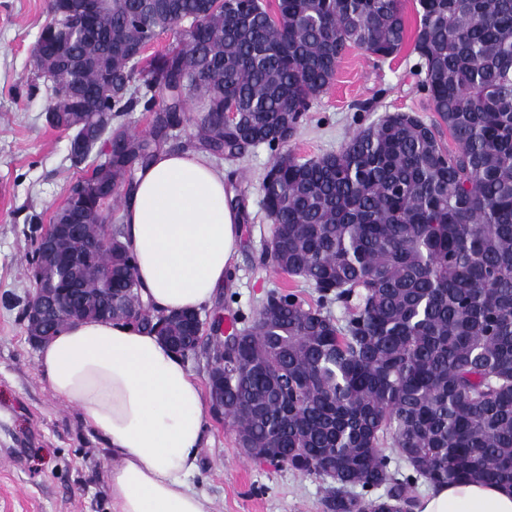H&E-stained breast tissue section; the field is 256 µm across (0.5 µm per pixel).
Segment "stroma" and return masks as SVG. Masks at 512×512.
I'll use <instances>...</instances> for the list:
<instances>
[{
	"instance_id": "1",
	"label": "stroma",
	"mask_w": 512,
	"mask_h": 512,
	"mask_svg": "<svg viewBox=\"0 0 512 512\" xmlns=\"http://www.w3.org/2000/svg\"><path fill=\"white\" fill-rule=\"evenodd\" d=\"M49 5L0 0V512H112L106 488L111 455L44 380L23 316L34 289L36 240L83 173L70 158L67 134L46 121L50 90L33 62ZM416 61L407 48L388 59L350 48L333 84L305 112L289 150L300 158L339 150L359 129L393 112L434 122L413 74ZM272 161L270 149L260 145L218 162L243 230L230 278L206 316L251 314L274 288L317 303L313 289L277 272L263 255L271 222L261 184ZM190 484L208 496L212 512H324L329 482L252 461L234 429L210 415Z\"/></svg>"
}]
</instances>
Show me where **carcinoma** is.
<instances>
[{
  "instance_id": "obj_1",
  "label": "carcinoma",
  "mask_w": 512,
  "mask_h": 512,
  "mask_svg": "<svg viewBox=\"0 0 512 512\" xmlns=\"http://www.w3.org/2000/svg\"><path fill=\"white\" fill-rule=\"evenodd\" d=\"M111 0L103 37L72 31L71 62L52 94L77 86L100 100L90 125L112 138L88 175L112 180L114 199L170 146L197 99L198 148L215 158L248 147L275 152L262 180L275 222L265 256L318 294L307 307L274 289L242 327L207 350L224 369V419L251 459L329 480L325 512H414L415 489L466 479L512 488V0H417L412 53L439 122L396 112L335 153L285 150L302 114L332 84L345 51L396 56L407 30L401 0ZM196 43L153 57L137 82L136 45L172 17ZM112 73V94L99 73ZM167 104L155 108L156 99ZM236 105L237 125L216 117ZM153 113L145 135L120 118ZM457 145L447 150L441 127ZM87 227L112 247L90 263L112 281H84V307L136 316L148 333L180 313L155 314L112 205ZM340 303L339 322L323 309ZM391 439L398 460L383 454Z\"/></svg>"
}]
</instances>
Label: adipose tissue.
Returning <instances> with one entry per match:
<instances>
[{
    "label": "adipose tissue",
    "mask_w": 512,
    "mask_h": 512,
    "mask_svg": "<svg viewBox=\"0 0 512 512\" xmlns=\"http://www.w3.org/2000/svg\"><path fill=\"white\" fill-rule=\"evenodd\" d=\"M223 168L201 152L165 150L139 172L121 211L144 299L156 311L201 310L234 265L241 216ZM39 369L112 456V512H211L190 488L206 433L203 389L182 356L131 322L85 319L42 345ZM416 512H512V489L488 481L432 488Z\"/></svg>",
    "instance_id": "1"
}]
</instances>
